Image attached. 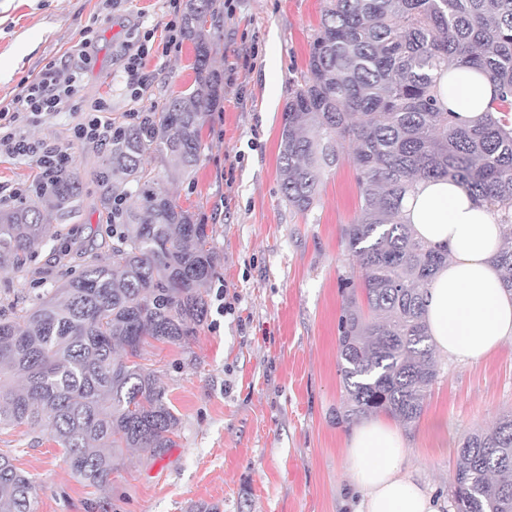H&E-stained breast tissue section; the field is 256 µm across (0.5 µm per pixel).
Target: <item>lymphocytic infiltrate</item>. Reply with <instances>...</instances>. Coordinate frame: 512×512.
Returning <instances> with one entry per match:
<instances>
[{
	"mask_svg": "<svg viewBox=\"0 0 512 512\" xmlns=\"http://www.w3.org/2000/svg\"><path fill=\"white\" fill-rule=\"evenodd\" d=\"M167 8L169 19L163 28L153 25L141 28L122 51L121 68L131 101H140L148 89L146 58L158 50L169 53L184 36L178 0H169ZM96 34L95 28L85 29L67 50V57L76 62L74 69L66 71L56 63H48L26 80L14 99L7 103L0 101V158L28 163L37 171L31 184L14 191V198L39 195L53 188L59 175L74 165L69 144L97 148L111 143L114 129L111 105L102 98L89 102L78 96L84 75L82 64L90 57ZM58 120L69 128V144L29 133L30 127Z\"/></svg>",
	"mask_w": 512,
	"mask_h": 512,
	"instance_id": "lymphocytic-infiltrate-1",
	"label": "lymphocytic infiltrate"
}]
</instances>
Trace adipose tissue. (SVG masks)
Returning a JSON list of instances; mask_svg holds the SVG:
<instances>
[{"label":"adipose tissue","mask_w":512,"mask_h":512,"mask_svg":"<svg viewBox=\"0 0 512 512\" xmlns=\"http://www.w3.org/2000/svg\"><path fill=\"white\" fill-rule=\"evenodd\" d=\"M440 104L461 120L482 116L494 95L481 74L454 67L438 80ZM402 216L418 238L448 249L428 291L425 319L435 348L448 358L481 359L512 339V295L492 262L502 228L486 206L448 180L417 183L402 201ZM354 512H444L446 504L403 466L405 440L396 423L369 418L346 439Z\"/></svg>","instance_id":"1"}]
</instances>
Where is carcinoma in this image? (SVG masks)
Here are the masks:
<instances>
[{"instance_id":"obj_1","label":"carcinoma","mask_w":512,"mask_h":512,"mask_svg":"<svg viewBox=\"0 0 512 512\" xmlns=\"http://www.w3.org/2000/svg\"><path fill=\"white\" fill-rule=\"evenodd\" d=\"M224 0H187L184 36L193 83L139 124L119 127L93 173L100 205L121 206L108 252H84L67 282L29 307L0 315V430L27 426L63 449L71 474L100 487L123 449L160 457L179 418L155 370L138 362L149 341L177 343L207 314L203 287L220 255L206 225L182 208L145 165L160 157L172 176L191 174L202 129L224 99L212 65L208 22ZM486 75L497 93L470 125L438 106L437 73ZM354 145L359 213L343 228L352 266L343 278L338 366L346 397L340 423L386 413L416 424L439 374L425 297L448 251L415 237L401 201L420 180L448 178L502 225L493 262L512 293V0H328L306 71L282 114L278 171L288 207L318 200L340 147ZM81 212L80 173L28 203L0 208V269L23 273L33 247L62 235ZM454 512H512V413L462 440L449 485ZM32 478L0 454V512H34Z\"/></svg>"}]
</instances>
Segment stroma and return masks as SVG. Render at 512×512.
<instances>
[{
    "instance_id": "stroma-1",
    "label": "stroma",
    "mask_w": 512,
    "mask_h": 512,
    "mask_svg": "<svg viewBox=\"0 0 512 512\" xmlns=\"http://www.w3.org/2000/svg\"><path fill=\"white\" fill-rule=\"evenodd\" d=\"M101 0H0V101L52 61L63 60L85 27L97 48L83 77L84 99L104 97L116 121L160 111L194 80L193 46L148 58L151 86L139 102L125 92L117 51L134 24L162 21L165 0H132L105 19ZM219 18L214 65L224 100L202 130L205 157L187 177L165 181L179 205L207 224L221 263L204 295L208 312L186 342L156 344L154 369L180 419L175 445L153 459L140 451L102 488L68 470L63 451L40 431L0 432V452L36 485V512H352L345 441L337 423L344 395L338 371L341 280L350 271L342 230L360 198L350 162L329 168L319 199L289 209L278 173L282 112L306 69L326 0H234ZM83 208L61 240L37 246L25 273L0 270V311L29 306L76 269L80 252L112 244L90 171L108 147L74 146ZM223 300H216V293ZM225 311H218V304ZM440 376L416 426L403 430L405 466L449 496L457 448L469 432L512 410V340L489 357L439 356Z\"/></svg>"
}]
</instances>
